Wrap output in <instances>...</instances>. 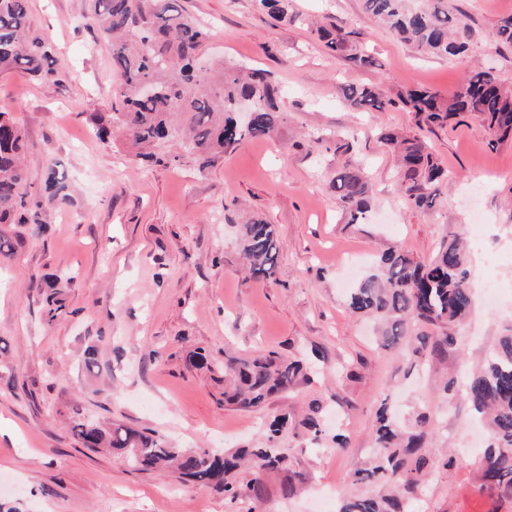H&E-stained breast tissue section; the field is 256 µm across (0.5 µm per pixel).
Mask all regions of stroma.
Masks as SVG:
<instances>
[{
  "label": "stroma",
  "instance_id": "35a3bbf8",
  "mask_svg": "<svg viewBox=\"0 0 512 512\" xmlns=\"http://www.w3.org/2000/svg\"><path fill=\"white\" fill-rule=\"evenodd\" d=\"M472 28L467 56L424 53L393 35L362 0H290L296 22L274 23L260 0H181L186 15L213 27L210 52L226 63L259 67L280 85L287 121L272 140L245 142L206 172L191 162L144 169L120 134L100 140L93 118L117 103L112 51L97 42L83 0H29L31 33L48 42L65 71L40 82L21 71L0 74V107L14 108L29 143L36 192L47 168L65 172L70 201L45 209V233L7 224L11 255L0 256V502L20 512H338L330 482H344L376 453L383 402L402 418L424 413L432 458L459 453L436 468L412 512H512V500L479 489L478 461L489 438L464 391L445 403L447 374L465 383L512 322V139L491 144L465 117L423 131L452 174L429 210L408 205L394 156L379 141L384 127L415 130L403 105L358 112L343 97L349 84L378 86L388 98L429 87L452 93L476 64L512 87V49L492 33L512 0H457ZM332 17L373 58L357 67L329 55L311 24ZM349 141L350 153L315 148L320 132ZM363 162L374 206L348 223L330 187L345 162ZM273 224L281 243L271 279L242 271L239 230L250 216ZM469 244L475 302L457 327L458 342L407 370L397 346L379 347L373 325L352 314L349 267L367 272L374 255L395 245L428 261L443 241ZM499 286L487 304L486 286ZM63 302L48 317L44 299ZM319 355L310 381L262 407L224 402V373L198 366L268 352ZM324 409L327 437L281 433L280 469H241L239 485L259 480V495L232 500L182 481L170 470L138 471L118 452L82 447L69 422H123L178 448L232 451L264 439L275 416ZM348 439L337 453L331 436Z\"/></svg>",
  "mask_w": 512,
  "mask_h": 512
}]
</instances>
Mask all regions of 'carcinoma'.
I'll use <instances>...</instances> for the list:
<instances>
[{
    "label": "carcinoma",
    "mask_w": 512,
    "mask_h": 512,
    "mask_svg": "<svg viewBox=\"0 0 512 512\" xmlns=\"http://www.w3.org/2000/svg\"><path fill=\"white\" fill-rule=\"evenodd\" d=\"M408 0H363L372 18L388 25L400 39L437 56L459 57L469 48L465 20L448 7V0H430L411 8ZM86 18L96 41L112 49V66L120 75L122 111L112 119L122 123L136 156L145 162L181 164L192 159L204 172L238 150L250 139L272 140L287 121L280 109V89L262 69L218 63L199 71L195 61L206 57L208 26L184 15L180 0H85ZM28 0H0V73L22 70L39 80H54L59 61L47 43L28 38ZM329 54L355 66H369L371 57L357 48L351 32L331 22L314 29ZM493 39L512 48V14L497 22ZM345 98L360 110H381L388 104L374 85L351 86ZM418 127H444L469 116L481 122L492 142L512 139V90L492 70L472 68L460 87L449 95L425 87L399 94ZM252 104V118L241 127L236 113L242 102ZM380 141L400 161L401 189L406 202L418 209L433 206L440 188L448 184V171L416 136L389 128ZM176 152H163L170 143ZM314 144L344 153L350 143L319 135ZM25 134L12 113L0 109V224L35 225L46 230L39 211L69 201L64 176L53 167L45 179L46 195L33 192L22 155ZM331 188L343 203L348 223L369 212L373 196L365 170L346 163L336 169ZM244 272L252 279L273 276L280 242L273 225L253 217L240 230ZM466 250L453 241L441 246L424 264L397 247L383 252L368 275L348 296L355 314L381 321V335L400 346L415 361L426 348L438 352L457 343L455 327L473 305ZM440 330L437 336L426 332ZM307 379L304 362L276 352L250 360L224 362V401L241 409L261 406L274 393ZM466 397L486 421L491 444L479 462L482 491L512 499V325L504 327L495 351L467 382ZM319 437L323 432L320 406L312 403L297 422ZM429 419L419 413L410 428H402L387 405H382L375 428L379 453L365 468L356 470L343 490L338 512H411L433 461L421 451ZM72 435L88 448H114L127 453L141 471L159 467L174 470L200 486L214 487L237 499L242 491L233 474L244 461L256 467H278L287 457L274 448H241L221 454L207 448H175L154 433L114 423L104 429L72 417Z\"/></svg>",
    "instance_id": "obj_1"
}]
</instances>
